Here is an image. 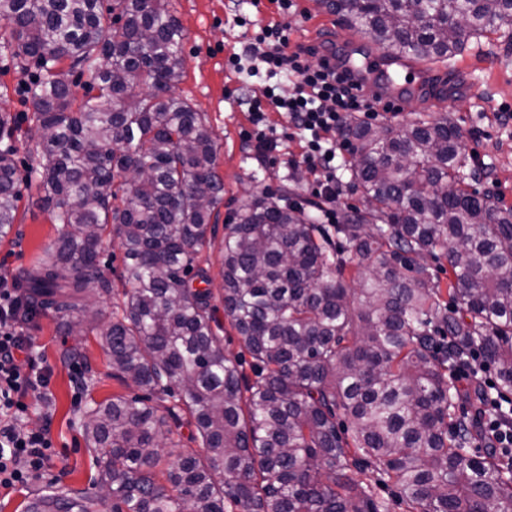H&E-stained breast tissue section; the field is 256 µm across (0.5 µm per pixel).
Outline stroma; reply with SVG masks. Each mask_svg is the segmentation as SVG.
Returning a JSON list of instances; mask_svg holds the SVG:
<instances>
[{
  "label": "stroma",
  "instance_id": "35a3bbf8",
  "mask_svg": "<svg viewBox=\"0 0 512 512\" xmlns=\"http://www.w3.org/2000/svg\"><path fill=\"white\" fill-rule=\"evenodd\" d=\"M293 14L280 13L273 0H170L169 8L180 21L185 40L182 77L176 95L185 99L205 118L216 136L217 171L224 180V201L220 204L218 230L210 247L194 259L195 268L208 271L211 279L213 314L224 339L225 353L235 356L242 344L224 318L220 245L223 225L251 195L270 192L312 207L316 199L309 192L308 172L287 170L273 157L255 153L244 133L250 130L248 114L238 101L240 89L260 94L269 83L265 73L247 77L230 69L227 60L241 52L253 34V23H278L291 27L293 40H300L313 16L327 19L321 47L338 61H362L375 49L370 37L351 29L335 14L326 13L317 0H298ZM415 79L420 91L409 98L404 111L380 113L378 124L405 125L416 112H445L461 126L462 151L469 167L481 173L473 187L491 192L503 205L512 206V122L501 118L503 109L512 110V44L500 33L489 32L470 40L461 54L438 61L415 62ZM37 71L0 61V113L12 115L18 125L13 141L20 177H27L36 165L41 149L28 134L30 104L22 92ZM31 190H23L13 231L0 241V279L17 287L20 274L30 268L56 240L58 232L48 213L29 204ZM123 250L118 240H107L100 254L99 270L113 288L112 295L93 298L94 306L111 312L116 295L122 294ZM35 356L52 369L49 396L41 403L29 402L23 413L27 428L50 422L55 455L44 478L65 486L92 489L97 478L93 458L80 429L82 411L91 401L115 396L131 398L136 387L113 378L98 336L81 331L66 333L51 313L35 311L24 321ZM82 353L75 360L64 359L65 351Z\"/></svg>",
  "mask_w": 512,
  "mask_h": 512
}]
</instances>
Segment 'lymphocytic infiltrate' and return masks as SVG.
Segmentation results:
<instances>
[{
  "label": "lymphocytic infiltrate",
  "mask_w": 512,
  "mask_h": 512,
  "mask_svg": "<svg viewBox=\"0 0 512 512\" xmlns=\"http://www.w3.org/2000/svg\"><path fill=\"white\" fill-rule=\"evenodd\" d=\"M290 30L278 25L261 27L242 53L229 57L237 72H265L269 78L287 81V95L276 86H266L261 95L243 98L253 126L252 137L259 151L288 140H300V152L288 153L289 169H306L314 174L313 196L331 202L336 198V136L353 113L375 119L379 100L368 97L360 82L329 66L325 60L310 65L306 50L291 43ZM277 112L285 121L277 130L268 121V112ZM20 297L15 289L0 280V488L9 489L43 477L52 453L49 429L33 431L21 423L25 398L43 399L47 395L50 371L36 361L20 365L18 354L28 353L30 342L18 322ZM460 380L479 379L489 401L487 410L477 411L476 424L486 447L498 448L500 441L512 439V418L499 419L498 407L512 405V397L494 385L490 368L479 356L456 368Z\"/></svg>",
  "instance_id": "1"
}]
</instances>
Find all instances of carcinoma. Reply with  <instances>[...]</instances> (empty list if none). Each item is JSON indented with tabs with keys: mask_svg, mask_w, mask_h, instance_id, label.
<instances>
[{
	"mask_svg": "<svg viewBox=\"0 0 512 512\" xmlns=\"http://www.w3.org/2000/svg\"><path fill=\"white\" fill-rule=\"evenodd\" d=\"M395 58L456 55L512 26V0H319ZM185 38L164 0H0V49L34 62L32 205L59 236L20 285L19 314L100 330L112 377L148 395L81 416L95 488L51 486L27 512H387L358 474L391 482L410 512H512V465L467 452L473 427L450 368L479 349L512 391V207L469 191L460 127L424 112L404 127L349 118L347 171L364 212L336 224L262 193L224 225V317L252 359L224 354L203 269L224 200L213 132L177 97ZM70 61L69 70L56 65ZM88 73L76 100L69 76ZM14 118L0 113V240L16 221ZM124 251L110 321L104 233ZM448 262L449 301L420 259ZM354 270L351 281L345 272ZM166 403L164 413L148 404ZM194 426L175 463L181 413ZM351 424L345 436L340 417Z\"/></svg>",
	"mask_w": 512,
	"mask_h": 512,
	"instance_id": "cac0c4a2",
	"label": "carcinoma"
}]
</instances>
